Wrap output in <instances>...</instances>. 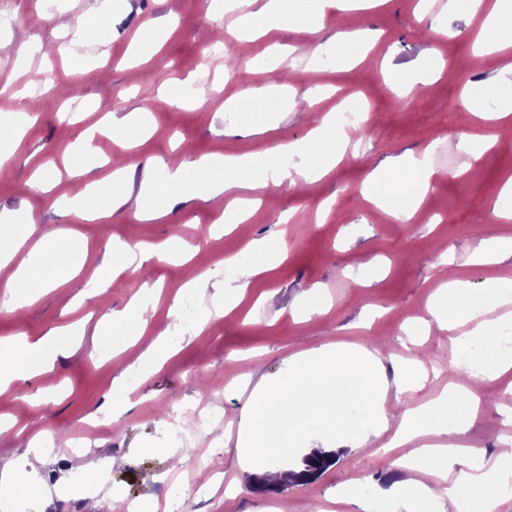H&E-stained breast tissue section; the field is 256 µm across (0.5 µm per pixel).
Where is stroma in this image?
<instances>
[{
	"mask_svg": "<svg viewBox=\"0 0 512 512\" xmlns=\"http://www.w3.org/2000/svg\"><path fill=\"white\" fill-rule=\"evenodd\" d=\"M447 0H388L364 11L362 21L379 38L367 58L341 66L330 58L310 59L316 43H330L335 17L320 33L290 26L270 31L251 45V54L277 44L299 60L287 74L270 64L253 72L247 64L201 78L200 58L210 41L223 37V16L211 13V0H112L105 38L80 44L62 36L44 18L42 0H0V13L17 23L0 30V74L24 85L16 57L30 43L59 45V52L29 56L41 65L43 92L38 118L15 156L0 167V214L32 217L38 228H59L81 236L86 251L76 260L73 277L42 295L23 314L0 310V338L30 339L62 330L63 349L52 365L32 380L17 381L0 394V470L18 466L33 444L44 442L40 471L42 512H99V495L114 500V512L129 503L150 504L154 512H345L340 492L352 487L368 491L372 512H387L386 497L395 489L414 488L413 470L393 467L410 445L392 446L398 428L396 406H418L437 397L448 384L451 346L448 328L431 321L430 296L442 284L438 260L471 288L490 278L512 280V254L491 265H474L470 256L482 239L512 240V225L497 219L500 187L512 174V135L500 134L492 120L475 117L464 94L466 86L495 77L503 55H475L476 35L468 20L449 14ZM152 24L174 31L147 63L125 60L129 44ZM437 70L427 86L406 96L393 89V72H409L426 62ZM291 77V103L275 116L272 129L258 133L244 126L229 101L252 89ZM194 80L190 103L170 105L158 97L166 81ZM333 89V96L313 101L312 85ZM368 101L369 123L349 129L350 146L336 168L309 181L271 184L257 191L261 205L251 223H222L223 204L196 199L180 202L164 219L141 223L133 205L111 219L87 223L65 213L59 197L70 187L74 167L68 145L82 127L97 125L98 115L123 117L145 108L155 131L130 148L116 142L101 147V164L86 178L107 179L116 161L130 167L128 189L138 194L147 164L159 158L192 162L215 152L233 154L252 149L262 167L275 165L267 150L279 142L308 134L314 113L340 108L347 91ZM484 144L476 157L460 152L461 137ZM434 145L436 174L420 199L413 218L403 220L367 199L363 190L372 172L398 157ZM50 169L57 184L35 190L33 173ZM178 236L187 251L167 261L146 253L119 271L103 295L95 290L113 262L115 244H157ZM283 241L284 257L253 278L243 300L228 314L212 308L224 293V261L239 252L243 241ZM202 277L194 290L188 281ZM322 298L312 316L300 309L310 292ZM151 299L147 326L127 324L113 329L111 311L123 309L135 295ZM189 299L208 311L201 328L185 324L168 338L170 357L154 372H136L133 364L172 319L173 298ZM379 347L384 366L420 358L427 378L415 394L388 387L385 407L391 415L383 431L358 427L355 448L339 454L334 465L308 484L282 492H257L235 452L240 412L248 395L234 389L244 378L260 379L283 371L295 354L324 345ZM135 376L132 408L119 420L104 407L112 383ZM512 386V370L481 383L478 416L463 427L459 440L494 452L498 436L512 433L504 423L500 395ZM220 407L216 422L177 470L161 454L171 439L159 425L160 411L197 412ZM91 435L92 446L75 454L73 439ZM114 459L99 480V495L81 491L82 468L88 458Z\"/></svg>",
	"mask_w": 512,
	"mask_h": 512,
	"instance_id": "obj_1",
	"label": "stroma"
}]
</instances>
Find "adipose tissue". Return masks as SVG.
I'll use <instances>...</instances> for the list:
<instances>
[{"label":"adipose tissue","mask_w":512,"mask_h":512,"mask_svg":"<svg viewBox=\"0 0 512 512\" xmlns=\"http://www.w3.org/2000/svg\"><path fill=\"white\" fill-rule=\"evenodd\" d=\"M363 9V0H267L266 4L242 17L235 37L248 44L260 33L288 25L318 32L325 18L349 8ZM483 45L490 49L512 47V0H495L483 22ZM347 140L344 127L335 114H327L301 141L279 144L275 153L287 156L288 165L270 170L258 168L251 153L213 155L194 163L159 160L145 172L137 197H130L123 168L117 167L107 181L74 182L61 199L63 208L86 222H97L112 215L127 201H134L136 217L152 221L167 217L173 201L197 198H226L222 219L227 224L244 223L258 204L248 197L251 189L279 183L292 174L321 177L336 166ZM431 149L410 154L393 167L386 178H373L368 190L396 216L411 217L419 199L431 185L435 170ZM27 231H10L0 240V267L14 271L0 293V308L18 311L48 290L68 281L74 274V259L83 252V242L61 231L44 234L34 247H27ZM279 242L248 241L242 251L246 264L239 266L234 279L224 283V302L233 304L247 288L252 277L269 270ZM512 307V288L498 279L489 280L474 292L466 283L449 279L437 291L429 312L437 323L453 320L469 323L470 328L456 340L457 348L489 338L492 329L512 322L506 308ZM54 333L37 340L25 336L0 339V392L7 390L23 374H34L49 366V349ZM387 385L382 363L372 351L325 345L292 356L284 373L276 378H261L250 392L238 422L236 455L251 475L276 480L282 473L281 462L293 454L309 427L335 431L346 418L350 403L361 404L377 423L385 422ZM479 398L467 386L449 381L445 396L403 412L395 444L444 428L448 410L465 406L469 418H476ZM302 403L311 407L301 417L293 409ZM31 458L22 469L0 471V491L5 502L18 498L36 500L40 495L36 465L43 459L40 449L30 451ZM471 448L451 442L416 449L412 455L395 459V466H409L430 479L444 481L441 492L429 486L406 492L398 502V512H433L439 498H447L449 512H490L485 491L512 486V448L473 464Z\"/></svg>","instance_id":"adipose-tissue-1"}]
</instances>
